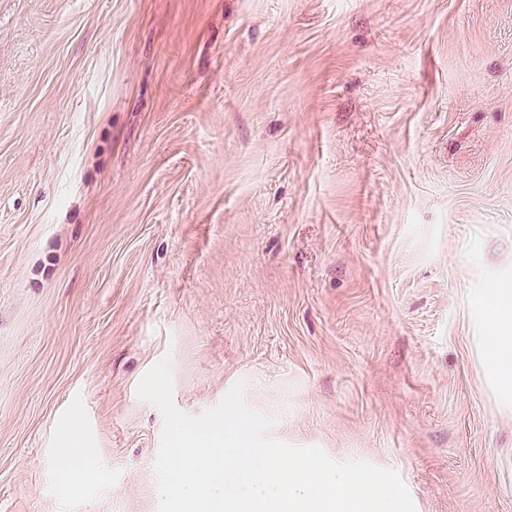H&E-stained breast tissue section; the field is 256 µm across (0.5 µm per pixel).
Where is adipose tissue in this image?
Here are the masks:
<instances>
[{
  "label": "adipose tissue",
  "mask_w": 512,
  "mask_h": 512,
  "mask_svg": "<svg viewBox=\"0 0 512 512\" xmlns=\"http://www.w3.org/2000/svg\"><path fill=\"white\" fill-rule=\"evenodd\" d=\"M487 312L488 353L500 381L512 387V289L491 288L482 299ZM92 451L87 448L79 417H72L60 438L56 471L60 487L73 489L92 475Z\"/></svg>",
  "instance_id": "adipose-tissue-1"
}]
</instances>
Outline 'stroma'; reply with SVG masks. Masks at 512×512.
Returning a JSON list of instances; mask_svg holds the SVG:
<instances>
[{
    "label": "stroma",
    "instance_id": "obj_1",
    "mask_svg": "<svg viewBox=\"0 0 512 512\" xmlns=\"http://www.w3.org/2000/svg\"><path fill=\"white\" fill-rule=\"evenodd\" d=\"M512 0H0V512H158L198 416L512 512ZM80 414L93 474L57 483ZM487 312L488 353L500 381L512 387V289L489 288L482 299Z\"/></svg>",
    "mask_w": 512,
    "mask_h": 512
}]
</instances>
